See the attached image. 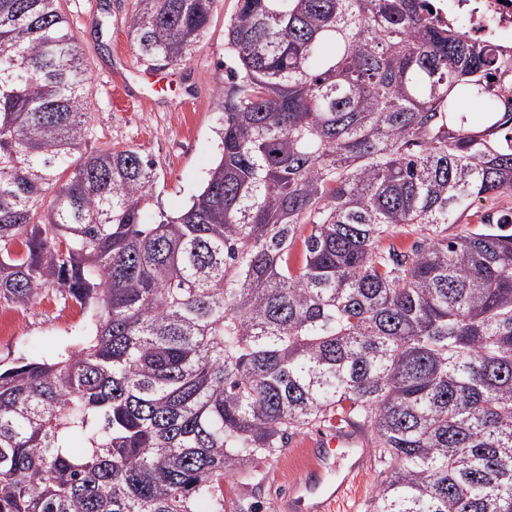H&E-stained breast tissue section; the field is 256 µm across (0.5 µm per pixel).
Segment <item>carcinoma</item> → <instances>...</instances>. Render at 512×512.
<instances>
[{
    "mask_svg": "<svg viewBox=\"0 0 512 512\" xmlns=\"http://www.w3.org/2000/svg\"><path fill=\"white\" fill-rule=\"evenodd\" d=\"M217 2L134 0L141 60ZM238 2L220 156L149 223L154 162L82 150L61 0H0V303L90 317L0 368V512H227L333 420L386 473L365 512H512V50L431 0Z\"/></svg>",
    "mask_w": 512,
    "mask_h": 512,
    "instance_id": "1",
    "label": "carcinoma"
}]
</instances>
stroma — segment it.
I'll return each mask as SVG.
<instances>
[{
	"label": "stroma",
	"instance_id": "obj_1",
	"mask_svg": "<svg viewBox=\"0 0 512 512\" xmlns=\"http://www.w3.org/2000/svg\"><path fill=\"white\" fill-rule=\"evenodd\" d=\"M62 7L89 69L87 150L108 143L148 156L157 173L149 213L179 212L199 191L219 153L216 132L224 118L219 102L230 64L225 31L238 0H219L188 61L164 66L162 81L145 71L130 36L132 0H63ZM86 321L58 294L43 292L25 308L13 336L0 338V363L47 357L82 335ZM328 430L321 424L297 435L275 460L257 466L251 479L225 480L227 500L244 512H283L287 498L302 499L299 485Z\"/></svg>",
	"mask_w": 512,
	"mask_h": 512
}]
</instances>
